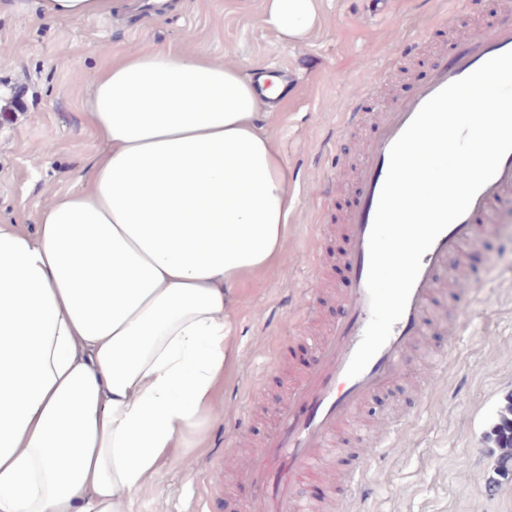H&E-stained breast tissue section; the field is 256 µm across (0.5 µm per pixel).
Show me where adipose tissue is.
Segmentation results:
<instances>
[{"label":"adipose tissue","mask_w":512,"mask_h":512,"mask_svg":"<svg viewBox=\"0 0 512 512\" xmlns=\"http://www.w3.org/2000/svg\"><path fill=\"white\" fill-rule=\"evenodd\" d=\"M48 20L112 0H36ZM287 41L316 0H267ZM281 79L205 54L125 53L84 116L106 149L75 189L0 223V512H135L209 418L245 282L279 262L288 164L258 124Z\"/></svg>","instance_id":"adipose-tissue-1"}]
</instances>
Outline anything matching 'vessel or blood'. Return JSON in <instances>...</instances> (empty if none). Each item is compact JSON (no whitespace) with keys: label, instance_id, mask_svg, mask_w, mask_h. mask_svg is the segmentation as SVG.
I'll return each mask as SVG.
<instances>
[{"label":"vessel or blood","instance_id":"vessel-or-blood-1","mask_svg":"<svg viewBox=\"0 0 512 512\" xmlns=\"http://www.w3.org/2000/svg\"><path fill=\"white\" fill-rule=\"evenodd\" d=\"M512 50V22H499L460 30L433 62L428 75L406 94L388 100L376 112L349 111L340 133L349 135L364 123L372 133L359 145L360 159L351 181V201L341 224H326L323 234H340L347 248L341 260L349 271L348 285L336 295L341 320L328 323L315 337L317 357L309 371L289 383L272 433L259 444L251 434H236L231 448L248 449L244 477L255 494L242 502L240 512H311L316 501L334 498L354 506L368 491L365 474L345 466L325 469L321 460L337 435L349 433L363 401L414 371V355L426 335L427 309L442 290L464 287L453 275L465 248L481 236L495 234L512 223L503 203L512 197V153L507 154L495 177L474 197L467 212L450 224L422 258L421 270L406 309L384 347L361 375L350 379L347 366L369 321L366 288L368 240L381 189L389 168L390 148L421 106L449 83L461 79L488 59ZM320 259L311 262L310 286L299 323L312 322L315 300L325 291L327 276Z\"/></svg>","mask_w":512,"mask_h":512}]
</instances>
